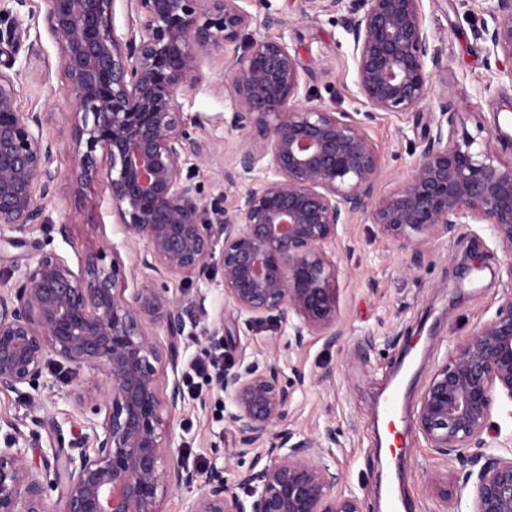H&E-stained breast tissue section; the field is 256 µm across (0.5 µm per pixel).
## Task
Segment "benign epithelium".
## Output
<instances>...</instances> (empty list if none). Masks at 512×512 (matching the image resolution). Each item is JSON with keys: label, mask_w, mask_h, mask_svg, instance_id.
Listing matches in <instances>:
<instances>
[{"label": "benign epithelium", "mask_w": 512, "mask_h": 512, "mask_svg": "<svg viewBox=\"0 0 512 512\" xmlns=\"http://www.w3.org/2000/svg\"><path fill=\"white\" fill-rule=\"evenodd\" d=\"M45 26L59 49L74 114L66 150L77 160L67 177L102 182L126 239L142 244L140 265L161 278L222 269L224 297L238 315L288 324L296 343H336V262L327 245L358 215L422 258L429 240L459 224H487L512 260V157L459 132L453 97L438 98L433 127L419 142L408 177L376 197L379 157L366 126L350 113L299 99L302 68L281 37L239 41L254 21L244 0H126L138 25L125 40L113 26L114 0H47ZM492 25L476 30L501 52L512 78V0H496ZM352 41L356 86L369 120L405 114L429 96L444 47L425 22L422 0H361L341 16ZM224 56L235 106L227 125L241 134L224 162L238 191L229 208L202 202L187 172L210 158L192 136L179 97L206 79L203 60ZM14 62L0 70V236L22 249L44 223L43 200L59 173V145L44 134L48 117L17 103ZM212 211L214 219L206 217ZM86 253L73 269L50 251L15 262L0 289V390H39L44 370L64 361L102 375L106 391L74 394L90 413L91 448L77 459L57 453L53 468L32 466L24 448H0V512H45L62 489V512H161L168 493L202 482L185 512H364L325 461L336 428L315 436L274 431L294 385L276 365L224 370L227 418L240 453L234 493L224 477L205 478L174 459L169 416L184 401L178 379L164 383L163 354L152 336L176 338L206 316L169 288L144 281L126 296L116 270ZM512 402V295L492 319L454 344L421 393L416 425L435 452L466 467L458 492L473 486L470 512H512V447L491 451L493 411Z\"/></svg>", "instance_id": "7a95c632"}]
</instances>
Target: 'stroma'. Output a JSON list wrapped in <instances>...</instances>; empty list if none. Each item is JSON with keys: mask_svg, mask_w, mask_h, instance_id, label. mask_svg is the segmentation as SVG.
Segmentation results:
<instances>
[{"mask_svg": "<svg viewBox=\"0 0 512 512\" xmlns=\"http://www.w3.org/2000/svg\"><path fill=\"white\" fill-rule=\"evenodd\" d=\"M6 11L0 25L19 20V37L6 46L20 70L18 103L25 112H45V134L59 144L69 140L72 116L66 83L59 68L58 47L44 28L45 0H0ZM254 21L244 42L283 36L304 69L300 93L363 121L380 160L375 193L406 178L416 159L413 147L427 131L442 92L460 109L459 128L476 141L499 130L512 135V78L489 43L475 29L487 18L486 0H423L426 23L445 48L443 68L431 80V92L420 108L382 120H367L355 84L352 45L338 15L307 9L304 0H245ZM276 18L267 26L266 18ZM207 81L181 96L184 117L198 140L214 147L213 157L193 166L192 183L209 204H231L236 187L224 180V160L236 151L238 132L225 125L234 101L224 78L221 53L204 63ZM73 159L55 154L60 173L44 202L45 222L29 238L23 259L36 260L55 252L77 265L79 254L98 252L104 266H117L128 287L153 279L139 266L134 245L125 242L112 219L108 191L98 184L79 190L67 179ZM338 267L336 344L319 336L296 343L288 325L276 319L250 321L232 312L220 284L221 271L209 279H173L169 292L193 300L206 312L193 335L171 340L155 336L164 358L162 380L182 376L200 357L201 348L219 347L224 365L241 370L255 364H277L285 375L300 371L282 421L284 429L317 435L325 425L336 429L339 446L327 462L339 471L343 486L364 501L365 512H390V499L405 501L409 512H446L441 491L456 487L458 469L438 456L415 427L417 400L435 367L450 349L477 325L489 320L501 299L512 294V263L508 262L487 225H460L453 237L429 241L420 267L410 255L378 234L366 216L340 226L329 247ZM97 375L82 367L46 370L45 388L0 390V448L18 439L29 461L52 463L55 449L80 456L87 449L86 415L72 399L91 388ZM399 385L396 422L385 423L378 409L383 394ZM228 400L215 385L186 396L170 419L175 459L203 474L219 472L234 485L247 460L239 454L238 436L225 416Z\"/></svg>", "mask_w": 512, "mask_h": 512, "instance_id": "obj_1", "label": "stroma"}]
</instances>
